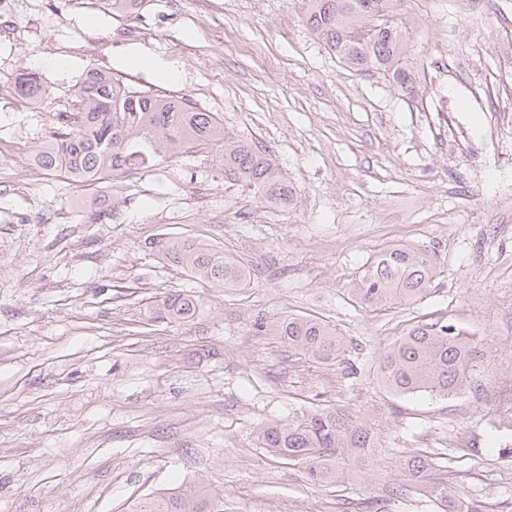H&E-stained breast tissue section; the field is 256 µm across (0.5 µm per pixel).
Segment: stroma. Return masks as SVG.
<instances>
[{"label": "stroma", "mask_w": 512, "mask_h": 512, "mask_svg": "<svg viewBox=\"0 0 512 512\" xmlns=\"http://www.w3.org/2000/svg\"><path fill=\"white\" fill-rule=\"evenodd\" d=\"M0 28V512H126L201 481L224 512H440L406 463L512 512V0H404L407 95L340 63L306 29L305 0H13ZM152 56L178 81L133 64ZM51 108L19 97L44 59ZM190 99L274 154L294 202L225 181L214 151L79 183L34 158L87 69ZM190 237L250 272L233 292L161 259ZM438 255L410 305L372 310L349 288L397 243ZM199 303L148 319L163 296ZM332 321L342 356L297 355L278 320ZM480 350L447 396H397L381 354L420 322ZM340 408L366 417L372 477L310 482L260 448L272 419Z\"/></svg>", "instance_id": "stroma-1"}]
</instances>
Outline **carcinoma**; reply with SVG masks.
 Listing matches in <instances>:
<instances>
[{
  "instance_id": "carcinoma-1",
  "label": "carcinoma",
  "mask_w": 512,
  "mask_h": 512,
  "mask_svg": "<svg viewBox=\"0 0 512 512\" xmlns=\"http://www.w3.org/2000/svg\"><path fill=\"white\" fill-rule=\"evenodd\" d=\"M401 0H307V30L350 69L381 74L401 91L414 88L417 74L407 56L409 33L397 20ZM145 0H107L116 12L136 13ZM379 15L390 27L375 30ZM15 91L27 99L45 97L44 78L36 73L15 77ZM73 112L58 115L51 137L40 147L37 162L61 170L77 182H94L136 167H151L193 149L215 147L221 153L224 180L242 184L273 206L293 201L278 164L264 148L224 132L212 112H201L187 99H173L126 88L112 76L87 71L77 91ZM158 251L192 278L224 289L246 286L250 274L239 261L209 245L180 237L156 242ZM437 277L435 253L405 244L384 248L371 257L350 288L367 307L420 300ZM185 294L164 297L151 309L155 319L187 320L197 310ZM277 331L288 347L322 362H335L342 337L332 322L310 316H288ZM477 348L452 325L416 327L381 357L382 386L396 395L425 392L446 396L460 389L477 359ZM261 447L290 463L306 465L310 480L336 483L355 470H366L376 440L371 425L336 408L318 410L263 425ZM432 464L408 462V478L421 494L434 499L442 512H482L476 501L448 489L432 477ZM132 512H224V503L198 483L182 490L163 489L136 502Z\"/></svg>"
}]
</instances>
